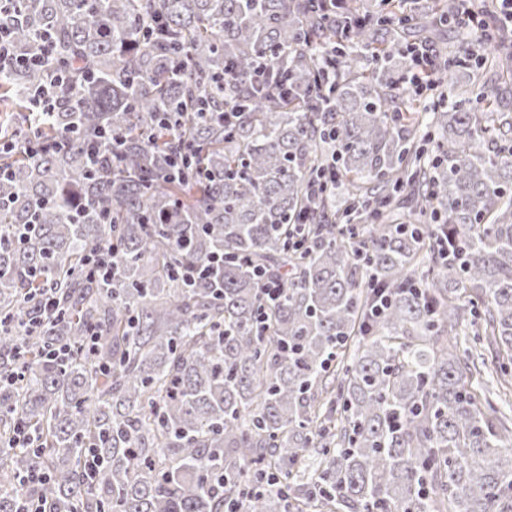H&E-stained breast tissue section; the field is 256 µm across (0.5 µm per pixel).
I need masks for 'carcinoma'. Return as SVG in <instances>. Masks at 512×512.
Here are the masks:
<instances>
[{
  "instance_id": "obj_1",
  "label": "carcinoma",
  "mask_w": 512,
  "mask_h": 512,
  "mask_svg": "<svg viewBox=\"0 0 512 512\" xmlns=\"http://www.w3.org/2000/svg\"><path fill=\"white\" fill-rule=\"evenodd\" d=\"M21 13L18 47L48 31L55 68L90 76L46 114L24 97L44 72L0 74V136L22 144L0 153V512H512V416L482 378L493 365L512 396L505 31L487 21L475 64L439 53L453 94L427 101L400 82L407 44L458 17L454 0ZM266 60L283 87L260 84ZM186 145L203 174L175 181ZM190 265L205 273L186 283ZM21 430L37 448L15 446Z\"/></svg>"
}]
</instances>
